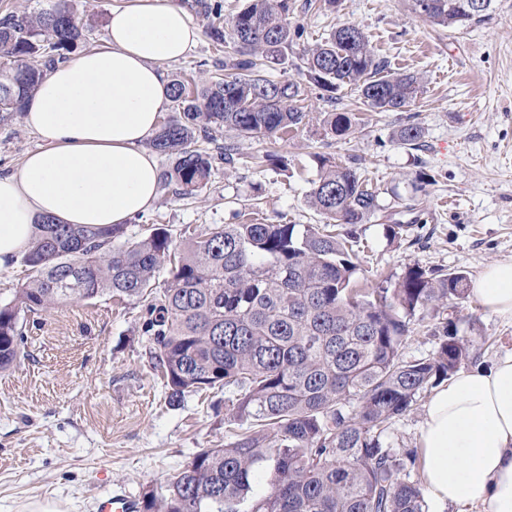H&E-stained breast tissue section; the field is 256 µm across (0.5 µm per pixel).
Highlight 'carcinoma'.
<instances>
[{"instance_id": "obj_1", "label": "carcinoma", "mask_w": 512, "mask_h": 512, "mask_svg": "<svg viewBox=\"0 0 512 512\" xmlns=\"http://www.w3.org/2000/svg\"><path fill=\"white\" fill-rule=\"evenodd\" d=\"M75 0H56L35 15L0 20V120L21 110L56 64L68 59L91 19ZM495 0H410L413 12L446 28L489 18ZM210 19L216 46L233 51L211 75L189 88L174 79L171 96L183 118L165 124L151 142L173 160L161 188L182 196L209 182L214 164L245 165L236 143L214 155L198 145L226 128L249 139H273L298 127L302 85L265 75L282 64L304 36L289 0H248L231 20L222 5L195 0ZM302 75L336 102L345 83L380 112L408 106L422 88L415 73H392L368 37L341 25L324 41L301 50ZM327 130L349 134L352 112H330ZM422 130L406 124L400 143L416 146ZM318 179L308 203L325 219L294 224H213L182 240L172 255L161 228L115 244L123 225L73 227L51 218L24 253L35 275L0 305V371L28 357L21 314L74 300L110 295L146 302L149 357L161 374L169 404L185 394L224 386V445L200 449L167 482L166 493H143V512H428L420 484L401 477L416 450L389 442L394 419L410 411L429 385L449 379L469 357L470 341L451 321H440L439 342L427 358L402 350L424 311L440 316L468 298L462 272L406 266L396 288L358 286L353 249L356 224L380 210L379 189L359 168L315 156ZM173 259L164 287L156 272Z\"/></svg>"}]
</instances>
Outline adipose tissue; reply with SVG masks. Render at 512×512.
Returning a JSON list of instances; mask_svg holds the SVG:
<instances>
[{
  "mask_svg": "<svg viewBox=\"0 0 512 512\" xmlns=\"http://www.w3.org/2000/svg\"><path fill=\"white\" fill-rule=\"evenodd\" d=\"M193 18L173 0L113 7L104 47L53 68L26 99L22 121L40 139L0 175V270L50 217L106 227L157 200L160 169L145 141L171 101L165 64L197 43ZM474 298L512 320V259L473 281ZM425 487L439 504L480 498L512 512V355L487 371L461 370L430 397L421 427Z\"/></svg>",
  "mask_w": 512,
  "mask_h": 512,
  "instance_id": "adipose-tissue-1",
  "label": "adipose tissue"
}]
</instances>
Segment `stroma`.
<instances>
[{"label": "stroma", "instance_id": "stroma-1", "mask_svg": "<svg viewBox=\"0 0 512 512\" xmlns=\"http://www.w3.org/2000/svg\"><path fill=\"white\" fill-rule=\"evenodd\" d=\"M304 3L290 0L305 28L303 44L324 40L338 25L357 26L389 70L422 76L417 99L401 111L379 112L361 104L355 85H345L333 103L306 85L304 124L274 143L216 130L215 145L237 141L255 164H217L208 185L190 198L160 191L150 210L125 224L126 238L162 227L177 245L185 228L201 232L252 214L274 223H321L307 202L321 154L355 162L381 188L380 211L356 227L357 251L362 268L390 285L413 263L460 270L473 280L512 259V0H496L489 19L458 31L413 13L408 0H338L335 10L322 12L304 10ZM194 20L199 42L187 58L166 64L169 78L201 79L200 62L221 56L206 34L207 19ZM336 109L360 117L341 138L324 123ZM407 123L420 126L418 145L397 141ZM38 144L20 116L0 122V172L15 170ZM270 150L286 167L264 162ZM389 224L409 231L390 240ZM444 315L472 344L465 368H488L512 354V321L475 299ZM144 316V304H118L107 295L22 315L29 357L0 372V512H30L36 503L96 512L98 499L115 492L138 499L149 489L163 491L199 449L223 444V388L169 405L148 358ZM431 395L424 389L393 421V447H419Z\"/></svg>", "mask_w": 512, "mask_h": 512}]
</instances>
